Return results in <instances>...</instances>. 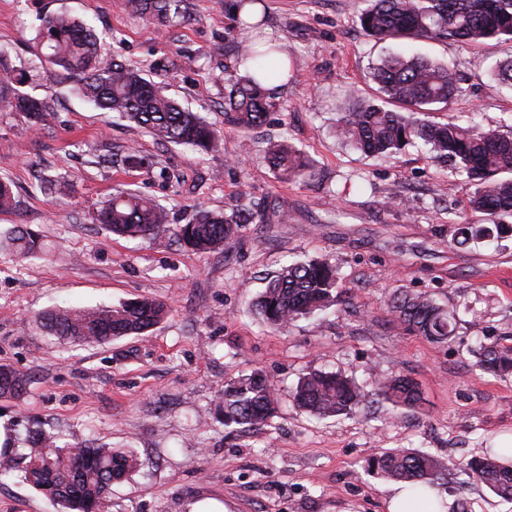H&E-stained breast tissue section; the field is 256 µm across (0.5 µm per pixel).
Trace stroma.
<instances>
[{
  "label": "stroma",
  "mask_w": 512,
  "mask_h": 512,
  "mask_svg": "<svg viewBox=\"0 0 512 512\" xmlns=\"http://www.w3.org/2000/svg\"><path fill=\"white\" fill-rule=\"evenodd\" d=\"M228 0H182L157 26L126 0H0V69H21L25 92L43 99L41 122L0 110V178L16 206L0 231L39 234L46 258L0 253V364L27 374L22 398H0V431L30 423L64 442L134 450L143 468L112 487L111 512H189L204 499L226 512H386L392 480L369 473L381 449H416L450 460L438 489L465 512H512L473 482L459 460L512 436V375L472 366L471 347L512 348L510 232L449 247L457 225L479 224L448 164L418 143L371 157L336 133L348 90L376 96L369 68L386 45L356 23L365 0H261L264 34L288 50L290 73L264 125L243 133L224 123ZM66 12L106 36L111 55L218 127L217 150L199 154L156 140L95 108L74 82L31 50L38 15ZM406 54L454 65L460 93L436 121L512 130V89L490 76L512 43L470 47L453 40L397 43ZM288 140L313 176L282 183L264 159ZM146 166L131 169L127 153ZM68 179L61 198L47 180ZM131 190L167 207L171 225L196 208L214 212L261 201L263 215L224 249L198 254L167 233L129 240L92 220L113 193ZM325 260L344 290L326 312L272 329L251 313L265 280L292 261ZM425 292L454 310L456 335L434 344L401 334L389 304ZM153 297L170 307L148 336L79 345L46 335L36 315L53 307L112 305ZM261 370L279 411L261 433L225 426L214 403L232 378ZM342 371L363 388L373 376L418 382L423 404L379 401L350 415L297 410L292 393L313 370ZM0 512H55L22 479L0 477Z\"/></svg>",
  "instance_id": "35a3bbf8"
}]
</instances>
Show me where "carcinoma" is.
Returning <instances> with one entry per match:
<instances>
[{
	"instance_id": "1",
	"label": "carcinoma",
	"mask_w": 512,
	"mask_h": 512,
	"mask_svg": "<svg viewBox=\"0 0 512 512\" xmlns=\"http://www.w3.org/2000/svg\"><path fill=\"white\" fill-rule=\"evenodd\" d=\"M255 0L229 4L235 24L229 28L233 43L230 63L224 65V123L243 132L261 126L276 106V87L264 85L260 76L267 63L282 71V50L274 44L252 45L245 36V7ZM358 15L363 32L377 41L400 39L457 40L477 46L488 40L512 42V0H366ZM128 6L160 25L178 14V0H127ZM105 38L85 21L64 13L40 18L37 51L49 67L76 78V91L97 108L148 130L153 136L201 152L218 141L216 130L168 93L163 81L143 76L140 69L107 57ZM492 79L512 87V59L497 63ZM378 86L376 98L357 101L339 113L337 132L348 144L367 155H389L418 141L437 158L455 163L466 175L471 210L496 218L512 216V132L503 133L455 121L439 123L430 114L448 108L460 92V78L447 65L420 56L389 53L371 68ZM26 83L22 71H0V101L13 112L38 121L44 101L19 90ZM267 162L282 181L298 182L311 176L312 166L286 140L269 143ZM112 233L142 238L171 231L165 206L133 191L114 194L94 215ZM247 220L244 210L217 213L200 209L191 221L177 227L175 235L189 248L207 252L223 248L238 236ZM492 229L484 224H461L455 245L484 237ZM0 251L19 259L43 253L39 237L24 229L0 233ZM344 292L336 268L326 260L295 261L268 279L252 304L266 325L280 329L296 320L336 304ZM392 322L408 334L445 343L454 336L455 314L427 293H398L389 306ZM167 314L155 299L97 308H55L42 312L36 324L65 340L100 343L128 336H144ZM474 366L487 373H512V349L482 345L472 350ZM26 391L23 373L0 364V397L18 398ZM381 398L397 408H416L418 383L405 376H382L370 392L340 372L312 371L303 376L293 393L294 405L320 417L347 414ZM278 411L274 386L260 372L240 376L224 386L216 412L224 424L246 425L260 433ZM21 444L27 453L0 454V475L22 468L25 479L62 512H109L112 484L126 480L140 466L129 449L60 443L43 430H29ZM470 478L504 501H512V450L472 456L457 463ZM367 468L412 488L432 486L448 470L444 459L412 449H386L367 460Z\"/></svg>"
}]
</instances>
